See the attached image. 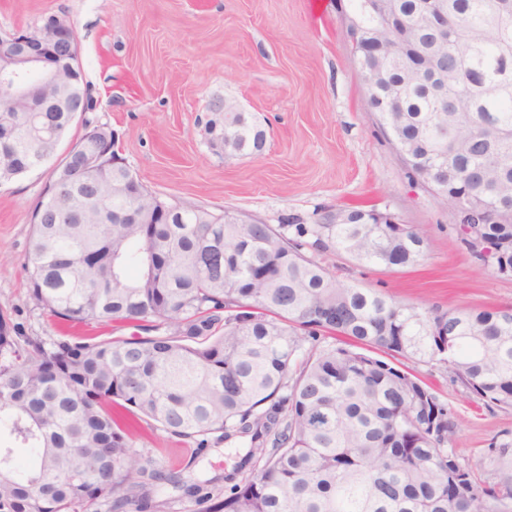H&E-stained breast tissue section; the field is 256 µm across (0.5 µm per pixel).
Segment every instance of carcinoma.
<instances>
[{"instance_id": "1", "label": "carcinoma", "mask_w": 512, "mask_h": 512, "mask_svg": "<svg viewBox=\"0 0 512 512\" xmlns=\"http://www.w3.org/2000/svg\"><path fill=\"white\" fill-rule=\"evenodd\" d=\"M350 37L394 42L376 97L408 172L443 202L487 206L474 224L502 277L512 276V4L441 0L448 30L425 0H397L402 24L354 0ZM206 123L224 155L264 152L249 112ZM21 105L0 100V127ZM51 97L18 126L11 177L38 168L70 129ZM82 139L103 166L53 174L32 215L31 296L50 316L89 326L131 322L144 335L28 338L0 315V512H76L115 497L117 510L169 484L209 498L182 470L137 453L112 415L118 404L207 448L243 438L216 512H512V441L493 442L487 480L453 448L457 422L408 363H448L489 407L512 408V308L426 314L331 275L308 253L342 250L388 269L416 263L425 239L369 211L327 212L318 224H228L205 208L155 222L164 201L112 165V147ZM70 194L69 211L50 198ZM143 223L122 219L129 206ZM334 342L304 348L308 340Z\"/></svg>"}]
</instances>
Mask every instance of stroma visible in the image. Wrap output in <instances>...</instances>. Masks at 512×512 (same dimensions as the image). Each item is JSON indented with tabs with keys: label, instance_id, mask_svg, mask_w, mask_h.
I'll use <instances>...</instances> for the list:
<instances>
[{
	"label": "stroma",
	"instance_id": "obj_1",
	"mask_svg": "<svg viewBox=\"0 0 512 512\" xmlns=\"http://www.w3.org/2000/svg\"><path fill=\"white\" fill-rule=\"evenodd\" d=\"M352 0H0V31L27 28L48 13L69 18L79 62L96 102L77 115L58 146L64 158L85 120L114 129L121 157L147 190L186 206L266 224H314L326 211L375 209L424 232L419 263L388 269L332 250L320 265L341 280L420 311L512 307V278L496 275L463 246L449 205L409 178L368 103L351 50ZM235 101L267 130L258 157H224L207 143L208 107ZM51 178L44 167L0 185V314L21 336L62 331L31 297V215ZM417 375L458 421L454 443L489 476L490 442L512 441V408H488L454 384L445 367ZM166 468L196 446L154 421L131 438ZM245 450L211 435L194 468L223 484Z\"/></svg>",
	"mask_w": 512,
	"mask_h": 512
}]
</instances>
